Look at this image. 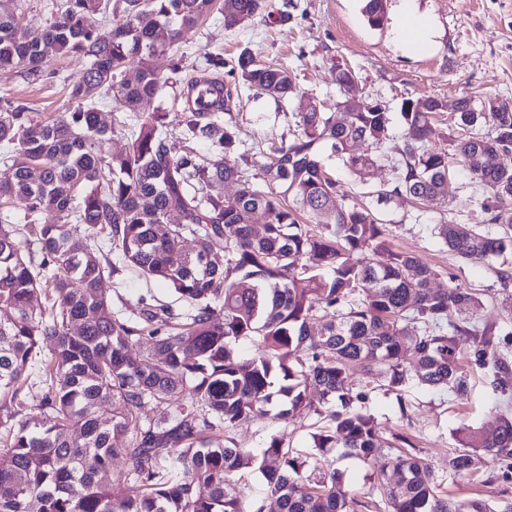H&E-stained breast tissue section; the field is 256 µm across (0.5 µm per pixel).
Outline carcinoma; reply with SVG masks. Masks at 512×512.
<instances>
[{"instance_id":"obj_1","label":"carcinoma","mask_w":512,"mask_h":512,"mask_svg":"<svg viewBox=\"0 0 512 512\" xmlns=\"http://www.w3.org/2000/svg\"><path fill=\"white\" fill-rule=\"evenodd\" d=\"M214 2L62 0L39 31L0 15V72L19 69L36 80L51 53L85 61L67 84L74 111L39 120L19 105H0L10 168L0 201L23 203L28 218L17 224L0 208V512H27L33 498L41 512H266L232 479L252 457L231 433L275 403L284 421L319 413L311 388L335 409L312 435L311 452L281 437L263 448L259 469L270 499L275 512H358L366 503L340 491L343 472L317 459L342 448L371 461L380 449L351 370L360 366L391 389L413 377L432 391L468 393L454 313L477 311L481 299L459 286L434 288L435 271L390 249L370 206H339L341 186L318 157L325 145L353 174L367 175L377 163L373 150L390 137L387 108L368 102L341 122L315 109L295 112L296 134L254 163L251 175L239 164L238 121L224 82L187 80L179 155L167 142L169 113L139 115L168 82L150 59L170 52L173 73L182 72L178 43ZM262 6L231 0L224 27L240 26ZM94 12L120 19L96 30L84 24ZM384 13V0H366L369 25H380ZM134 57L141 65L129 78ZM207 63L229 67L279 102L295 95L288 69L259 64L248 51ZM108 96L119 112L110 125L98 113ZM415 104L400 112L397 177L394 187L375 191L376 203L445 197L454 163L495 199L512 201V169L499 161L512 151V105L458 100L450 115L457 135L446 150L432 146L442 136L435 115L444 103L428 96ZM132 117L125 150L107 152ZM228 184L236 187L230 196L221 190ZM45 212L56 221L38 223ZM491 223L503 232L457 223L436 229L462 259L499 257L512 250V208L495 211ZM104 244L117 261L102 260ZM370 252L388 258L375 261ZM119 262L170 288L183 305L143 296L132 315L113 310L102 283ZM240 339L254 343L247 359L233 352ZM476 354L494 372L508 370L490 337H481ZM35 362L43 385L36 399L28 374ZM149 405L163 416L148 417ZM458 432L461 449L448 457L455 475L488 455L512 471V418H501L490 438L468 426ZM119 457L127 463L120 485L112 474ZM380 474L389 512H512V502L495 509L440 495L431 466L411 453L387 457Z\"/></svg>"}]
</instances>
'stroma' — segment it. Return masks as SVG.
<instances>
[{"label":"stroma","instance_id":"stroma-1","mask_svg":"<svg viewBox=\"0 0 512 512\" xmlns=\"http://www.w3.org/2000/svg\"><path fill=\"white\" fill-rule=\"evenodd\" d=\"M262 14L228 29L221 14L186 33L180 44L182 75L168 83L159 96L142 107L143 113L156 110L178 115L183 108V81L201 74L206 57L221 54L230 58L250 50L258 63L277 65L293 71L296 83L314 97L321 110L336 111L335 74L337 66L352 67L365 99L389 107L399 114L402 100L435 97L447 105L460 98L491 97L512 102V0H417V6L432 25V46L423 53L410 54L394 39L393 18L401 0H387L380 26H369L362 14L363 0H265ZM83 60L53 56L48 58L39 79L13 71L0 74V98L24 105L39 118L74 111L64 85L76 77ZM231 92L229 108L239 117L241 149L256 161H263L271 147L290 140L295 129L274 99L258 94L240 76L216 73ZM404 140L401 122H394L393 136L379 150L381 162L367 181H360L327 147L318 152L327 168L346 192V203H370L368 190L390 186L396 172L389 163ZM495 199L483 192L462 169H455L448 182L446 199L417 206L405 195L394 197L382 210L392 249L413 253L436 271L434 286L445 289L461 286L472 289L484 301L478 312L458 313L463 333L457 337L462 361L468 371L469 394L458 399L448 392L431 391L409 382L396 394L371 384L362 369H355L354 384L364 387L365 408L371 413L384 440L407 435L418 456L430 463L443 494L452 499L480 498L490 505L512 501V476L503 477L497 461L482 458L471 476L460 479L448 469V456L458 447L456 430L467 424L493 434L501 416H512V253L498 259H460L437 237L436 224L448 221L488 227L489 207ZM114 309L131 313L139 299L155 295L167 298L164 286L143 280L129 267H121L103 282ZM490 331L509 369L500 373L501 390H493L489 369L479 364L476 334ZM318 415L284 422L260 416L234 435L238 446L260 456L271 437L284 438L290 447L304 451L312 445ZM326 460L345 474L343 489L348 495L372 501L371 512H387L378 480V463L340 458L330 450Z\"/></svg>","mask_w":512,"mask_h":512}]
</instances>
